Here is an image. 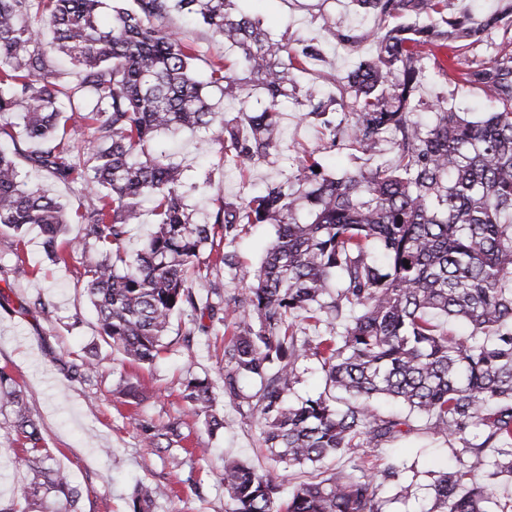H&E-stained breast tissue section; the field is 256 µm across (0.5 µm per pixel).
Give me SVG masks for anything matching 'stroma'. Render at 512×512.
<instances>
[{
    "label": "stroma",
    "instance_id": "obj_1",
    "mask_svg": "<svg viewBox=\"0 0 512 512\" xmlns=\"http://www.w3.org/2000/svg\"><path fill=\"white\" fill-rule=\"evenodd\" d=\"M242 12L259 17L272 38H316L323 57L316 68L345 73L359 59L370 56L373 43L340 46L336 35L353 28L366 32L375 27L370 16L354 13L352 0H239ZM451 13H468L482 20L491 12L502 13L501 30L488 32L460 51L458 69L487 62L512 31V0H450ZM424 99L445 96L457 111L470 117L489 111L485 95L455 79L424 84ZM283 147L314 150L326 173L336 175L351 167L343 145H330L317 123L302 122L295 111L282 119ZM160 149L174 152L189 181L208 179L206 194L191 195L188 203L195 222L206 221L211 200L235 198L241 186L261 194L270 183L282 180L293 169L281 155L239 170L224 164L220 144H205L203 135L182 130L158 139ZM274 235L268 224H252L236 239L231 250L237 270L226 267L208 272L226 295L241 293L246 286L240 272L258 267ZM22 250L33 269L31 276L14 279L11 266L15 250ZM84 257L72 253L67 265L46 257L37 227H29L23 239L0 233V368L24 391L31 412L52 448L55 465L81 492V512H129L127 491L135 482L161 483L173 493L161 498L155 512H226L225 460L266 462L257 435L242 424L234 404L219 401L217 411L224 427L210 434L201 417L193 415L183 398V382L192 375L219 379L224 367L222 336H197L191 345L175 343L172 351L152 365H137L104 344L98 336L97 316L80 276ZM48 304L51 313L35 309V301ZM91 352L95 370L88 378L71 376L67 368L76 355ZM137 378L146 391L135 403L122 393L121 376ZM178 420L189 431L192 443L206 448V455L187 458L171 468L145 442L147 428ZM10 409L0 410V502L14 504L22 512L19 489L27 481L21 446L11 429ZM411 432L381 445L378 454L400 464L413 493L399 495V484L381 483L377 495L384 512H428L431 499L426 489L436 471L453 467L459 445L433 437L425 419L411 418Z\"/></svg>",
    "mask_w": 512,
    "mask_h": 512
}]
</instances>
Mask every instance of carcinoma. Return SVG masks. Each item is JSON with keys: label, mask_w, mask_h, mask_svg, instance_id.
Segmentation results:
<instances>
[{"label": "carcinoma", "mask_w": 512, "mask_h": 512, "mask_svg": "<svg viewBox=\"0 0 512 512\" xmlns=\"http://www.w3.org/2000/svg\"><path fill=\"white\" fill-rule=\"evenodd\" d=\"M233 2L0 0V135H10L13 114L22 112V136L34 146L0 149V229L18 236L37 226L57 264L67 263L69 248L87 253L82 277L98 336L134 363L151 365L167 352L171 320L186 311L185 346L224 331L221 385L193 375L183 398L214 433L224 427L214 409L223 394L268 452L267 467L225 462L229 512H383L378 481L398 479L402 469L369 462L366 449L408 434L412 414L426 418L432 435L461 444L456 466L431 484L428 512H512V501L494 495L497 480L512 479V51L459 72L489 97L491 111L471 120L438 98L429 122L415 119L421 83L452 69L440 53L498 28L502 16L475 26L449 13L448 0H352L378 26L337 39L351 46L370 38L374 55L302 88L291 73L322 57L319 44L275 41ZM174 11L198 16L240 55L209 62L207 79H195L197 48L163 25ZM56 52L77 67L76 82L62 79ZM239 70L257 82L261 111L249 107ZM215 89L238 104L234 118L215 122ZM289 103L331 143L341 136L353 168L319 172L306 151L295 172L262 194L221 199L208 222L194 223L183 169L152 150L158 136L209 132L224 162L240 169L279 151ZM68 112L82 113L90 136L77 153ZM385 140L396 148L391 162L376 157ZM19 156L86 185L83 210L70 216L24 180ZM146 202L153 231L130 259L122 244ZM73 222L81 234L67 241ZM248 224L272 225L274 238L259 267L243 273L247 291L226 297L209 280L191 286L205 249L235 242ZM456 320L468 324L467 335L443 327ZM302 321L314 335H302ZM304 360L320 365L325 388L291 401ZM381 398L408 415L379 413ZM5 405L28 471L24 512H79L81 492L52 466L25 395L0 369ZM186 438L173 421L147 429L145 441L177 468L181 453L205 452L183 447ZM336 457L345 459L341 468L280 497L289 469ZM166 495L165 485L138 482L131 512H154Z\"/></svg>", "instance_id": "obj_1"}]
</instances>
